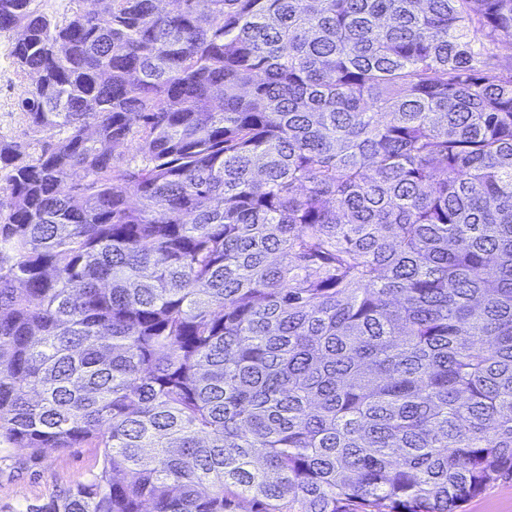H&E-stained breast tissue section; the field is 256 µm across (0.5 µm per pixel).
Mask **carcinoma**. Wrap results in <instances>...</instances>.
Listing matches in <instances>:
<instances>
[{"label":"carcinoma","instance_id":"1","mask_svg":"<svg viewBox=\"0 0 512 512\" xmlns=\"http://www.w3.org/2000/svg\"><path fill=\"white\" fill-rule=\"evenodd\" d=\"M74 2L0 0L65 133L0 141V443L103 456L35 512L512 478V0Z\"/></svg>","mask_w":512,"mask_h":512}]
</instances>
